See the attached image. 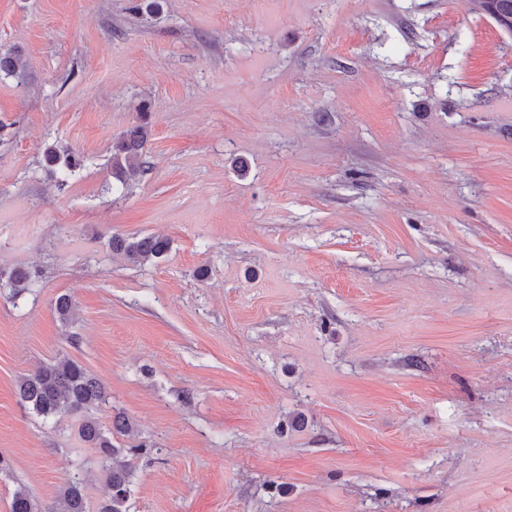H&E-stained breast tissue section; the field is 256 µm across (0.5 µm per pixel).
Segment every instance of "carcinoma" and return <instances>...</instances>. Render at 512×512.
<instances>
[{
    "label": "carcinoma",
    "mask_w": 512,
    "mask_h": 512,
    "mask_svg": "<svg viewBox=\"0 0 512 512\" xmlns=\"http://www.w3.org/2000/svg\"><path fill=\"white\" fill-rule=\"evenodd\" d=\"M476 2L481 11L498 26L512 32V0ZM22 68L20 54L0 52V73L18 75ZM149 137V125L142 121L113 140L111 175L116 186L125 189L146 174L143 148ZM42 160L47 168L58 175L57 183L61 188L83 166L81 155L64 146L46 147ZM110 246L113 252L123 255L130 263L141 264L166 253L169 242L154 236L126 238L115 234L110 239ZM32 278L33 273L28 268L13 269L6 280V286L11 288V298L22 295L30 287ZM55 311L63 326L67 327L73 322V304L68 295L56 299ZM18 395L23 405L45 420L66 412L82 414L80 437L96 450L102 464L106 465L108 495L99 512H127L132 472L125 465L111 466L109 462L123 451L136 455L139 449L122 450L115 447L94 416L107 400L103 385L78 361L63 355L40 364L32 373L22 376L18 382ZM10 512H39V507L24 490L18 489L13 494ZM51 512H87L83 481L74 478L65 482Z\"/></svg>",
    "instance_id": "obj_1"
}]
</instances>
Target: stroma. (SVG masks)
<instances>
[{
  "mask_svg": "<svg viewBox=\"0 0 512 512\" xmlns=\"http://www.w3.org/2000/svg\"><path fill=\"white\" fill-rule=\"evenodd\" d=\"M0 50V271L35 273L0 288V512L106 497L80 416L17 395L62 354L143 448L129 512H512V34L469 0H0ZM149 137V125L144 119L113 140L111 175L117 188L126 189L131 182L146 174L147 167L142 157ZM42 160L44 165L58 175L59 187H64L70 178L83 166L81 155L64 146H48L44 149ZM112 251L122 254L132 264L159 258L169 249V242L154 236L126 238L115 234L110 239ZM84 488L83 481L78 478L65 482L51 512H87Z\"/></svg>",
  "mask_w": 512,
  "mask_h": 512,
  "instance_id": "stroma-1",
  "label": "stroma"
}]
</instances>
